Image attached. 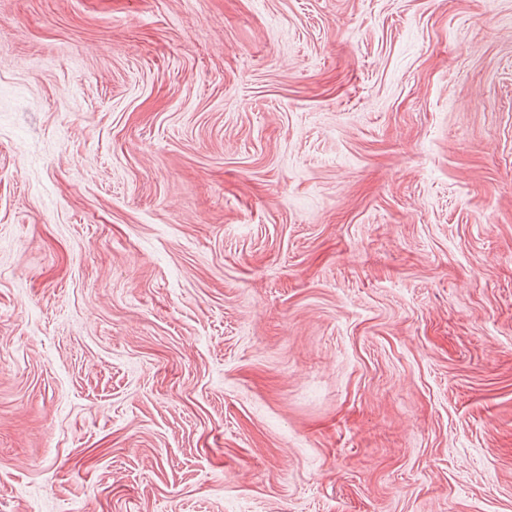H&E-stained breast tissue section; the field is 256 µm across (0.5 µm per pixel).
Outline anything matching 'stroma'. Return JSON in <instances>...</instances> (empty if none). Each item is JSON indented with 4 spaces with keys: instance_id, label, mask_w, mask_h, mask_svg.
<instances>
[{
    "instance_id": "obj_1",
    "label": "stroma",
    "mask_w": 512,
    "mask_h": 512,
    "mask_svg": "<svg viewBox=\"0 0 512 512\" xmlns=\"http://www.w3.org/2000/svg\"><path fill=\"white\" fill-rule=\"evenodd\" d=\"M0 512H512V0H0Z\"/></svg>"
}]
</instances>
